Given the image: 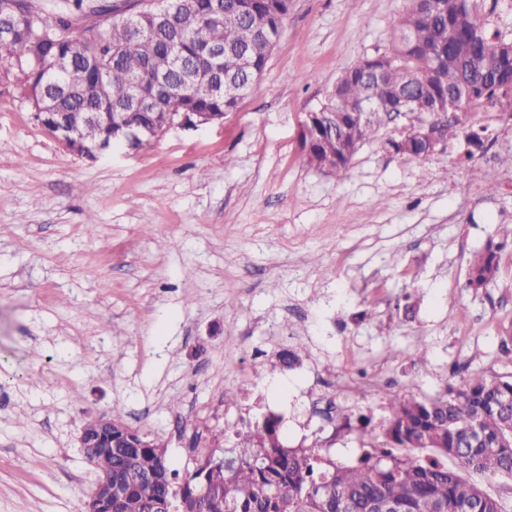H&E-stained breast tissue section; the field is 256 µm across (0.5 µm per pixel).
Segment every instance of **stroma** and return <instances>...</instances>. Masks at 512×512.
Returning a JSON list of instances; mask_svg holds the SVG:
<instances>
[{"label":"stroma","mask_w":512,"mask_h":512,"mask_svg":"<svg viewBox=\"0 0 512 512\" xmlns=\"http://www.w3.org/2000/svg\"><path fill=\"white\" fill-rule=\"evenodd\" d=\"M405 6L293 0L223 121L92 161L0 85V512H83L97 472L79 436L115 408L180 472L192 432L221 451L269 411L289 447L348 464L374 437L356 416H383L388 397L512 374V246L495 283L467 285L512 224V112L471 115L480 150L460 137L424 160L393 153L433 120L394 113L345 177L299 160L306 113L389 52Z\"/></svg>","instance_id":"stroma-1"}]
</instances>
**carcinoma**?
<instances>
[{
  "label": "carcinoma",
  "instance_id": "carcinoma-1",
  "mask_svg": "<svg viewBox=\"0 0 512 512\" xmlns=\"http://www.w3.org/2000/svg\"><path fill=\"white\" fill-rule=\"evenodd\" d=\"M169 0H67L50 16L35 0H0L11 35L0 44V81L14 80L44 130L67 142L70 154L93 160L97 147L121 142L112 118L84 124L82 116L123 112L125 124L158 123L168 114L196 112L220 120L234 111L240 86L265 71L270 53L259 38L276 26L291 0H259L258 14L236 24L206 18L209 0H184L162 20L156 8ZM483 0H408L399 15L389 53L367 57L337 81L322 112L336 115L331 129L315 125L300 133L304 164L346 175L374 119L389 112L452 118L434 130L454 138L468 114L484 103L512 109V39L489 33ZM96 22L79 26L74 18ZM231 44L249 50L253 69L224 57L232 82L208 76L210 50ZM184 66L166 69L168 54ZM368 112L359 122L355 114ZM396 154L425 159L436 151L413 131L388 142ZM512 241L489 243L469 268L468 287L496 280L499 252ZM381 419L383 441L363 449L352 464H338L320 448H290L282 416L269 412L237 431L228 462L206 458L177 480L161 443L154 448L85 449L95 470L112 472L124 489L128 512H156L163 504L188 512H505L499 499L462 476L471 471L512 477V376L476 373L448 384L432 399L394 395ZM453 460L457 468L448 467ZM208 488L204 501L194 497Z\"/></svg>",
  "mask_w": 512,
  "mask_h": 512
}]
</instances>
